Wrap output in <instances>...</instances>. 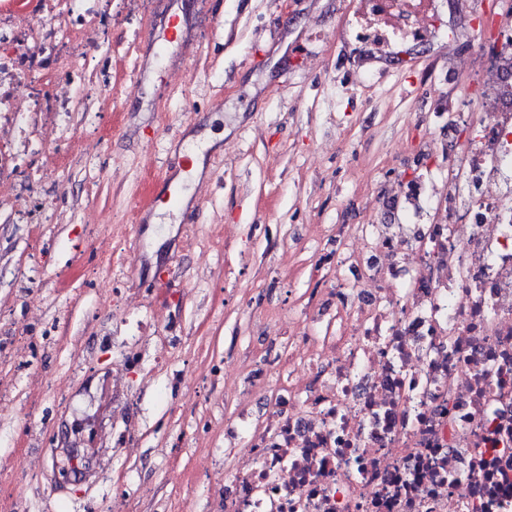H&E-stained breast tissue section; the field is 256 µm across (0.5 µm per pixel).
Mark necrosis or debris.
Masks as SVG:
<instances>
[{"instance_id":"1","label":"necrosis or debris","mask_w":512,"mask_h":512,"mask_svg":"<svg viewBox=\"0 0 512 512\" xmlns=\"http://www.w3.org/2000/svg\"><path fill=\"white\" fill-rule=\"evenodd\" d=\"M102 0H0V184L22 177L18 118L76 107L81 60L111 29ZM481 73L491 109L456 154L448 203L413 238L336 236L346 335L305 336L265 366L224 426V512H512V79ZM26 89L29 101L19 105ZM288 367L271 389L268 371Z\"/></svg>"}]
</instances>
